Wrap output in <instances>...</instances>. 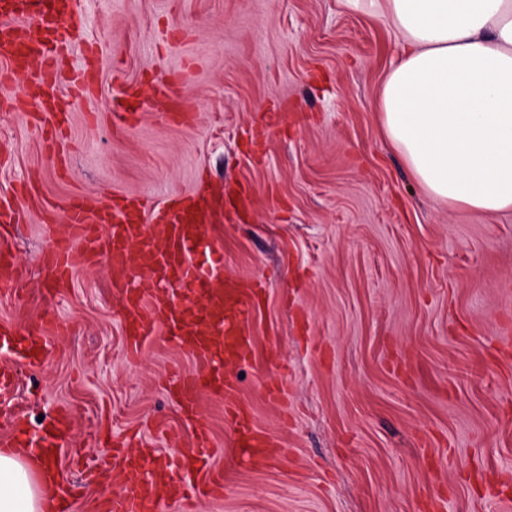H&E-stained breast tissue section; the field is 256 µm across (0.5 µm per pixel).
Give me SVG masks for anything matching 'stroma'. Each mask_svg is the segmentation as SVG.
<instances>
[{
    "label": "stroma",
    "instance_id": "35a3bbf8",
    "mask_svg": "<svg viewBox=\"0 0 512 512\" xmlns=\"http://www.w3.org/2000/svg\"><path fill=\"white\" fill-rule=\"evenodd\" d=\"M85 18L60 58L70 123L49 150L17 77L0 60V196L29 210L7 225L22 288L0 289V324L53 316L37 366L18 362L0 426L39 436L60 415L72 437L52 461L84 484L75 512L120 492L100 473L113 440L138 431L157 459L191 448L168 390L192 370L160 334L127 350L107 260L50 288L43 256L78 194L161 203L193 191L250 192L210 239L223 275L253 284L251 352L234 401L278 444L271 461L236 451L225 400L201 395L223 495L185 512H512V212L428 198L383 137L373 104L401 52L382 21L340 0H79ZM94 61L95 92L70 76ZM176 79L191 117L112 113L127 85Z\"/></svg>",
    "mask_w": 512,
    "mask_h": 512
}]
</instances>
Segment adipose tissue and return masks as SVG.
I'll use <instances>...</instances> for the list:
<instances>
[{"instance_id": "adipose-tissue-1", "label": "adipose tissue", "mask_w": 512, "mask_h": 512, "mask_svg": "<svg viewBox=\"0 0 512 512\" xmlns=\"http://www.w3.org/2000/svg\"><path fill=\"white\" fill-rule=\"evenodd\" d=\"M389 24L401 54L375 110L423 192L512 211V0H342ZM44 470L0 451V512H48Z\"/></svg>"}]
</instances>
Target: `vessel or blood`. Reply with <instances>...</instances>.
Here are the masks:
<instances>
[{
	"mask_svg": "<svg viewBox=\"0 0 512 512\" xmlns=\"http://www.w3.org/2000/svg\"><path fill=\"white\" fill-rule=\"evenodd\" d=\"M73 0H0V59L13 65L32 89V104L44 126L61 129L67 124L59 108L56 64L69 45L65 19ZM154 96L171 110L183 102L173 80L160 75ZM140 108L135 89L124 92V102L112 114L115 127L129 126ZM246 192L233 199L183 195L169 205L148 208L140 199L115 207L90 211L81 196L66 199L65 230L55 237L46 254V273L65 286L77 271L93 265L100 255L110 259L116 276L114 288L124 299L127 346L137 350L141 341L166 329L170 341L194 361L176 385L181 406L193 413L200 393L230 395L235 383L225 378L224 364L245 359L250 350L249 325L255 306L239 280L218 276L216 267L192 257L194 249L209 240L217 209L228 202L244 204ZM18 282L12 252L0 245V288ZM42 327L26 335L0 331V347L18 348L27 364L43 359ZM245 454L265 456L272 446L269 436L240 410L229 419ZM206 433H198L186 453L155 463L148 479L134 480L108 498L107 512H163L164 501H180L187 487L204 495L218 485L209 464Z\"/></svg>",
	"mask_w": 512,
	"mask_h": 512,
	"instance_id": "obj_1",
	"label": "vessel or blood"
}]
</instances>
